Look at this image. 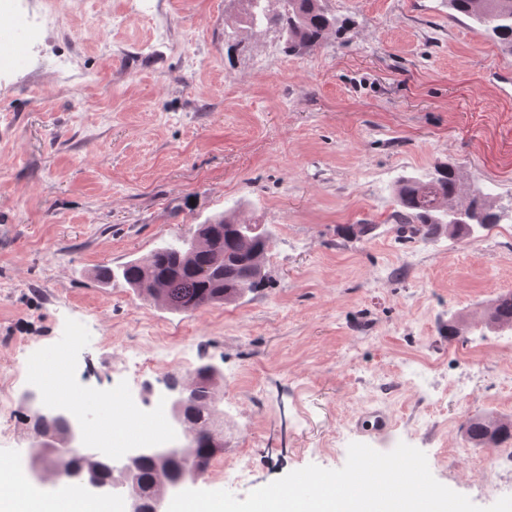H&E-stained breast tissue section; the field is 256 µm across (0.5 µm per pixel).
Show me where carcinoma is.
<instances>
[{"label": "carcinoma", "instance_id": "1", "mask_svg": "<svg viewBox=\"0 0 512 512\" xmlns=\"http://www.w3.org/2000/svg\"><path fill=\"white\" fill-rule=\"evenodd\" d=\"M239 5L231 20L224 23V43L237 51L244 40L269 30L278 34L284 52L300 54L322 44L336 31V16L323 0H234ZM448 9L471 19L478 30L495 37L512 53V0H448ZM399 209L393 213L398 236L430 240L440 235L466 238L502 220L503 212H493L480 189L463 196L459 175L451 165L436 169L426 182L401 181L397 192ZM271 243L266 230L227 216H218L198 225L195 233L178 246L156 249L150 258L130 262L118 271L104 270L108 278L119 275L132 288L176 312H194L216 303L236 300L267 282L265 256ZM490 329L512 330V294L499 297L490 313ZM217 376L209 366L196 369L192 385L196 403L186 418L192 423L194 448L190 458L178 452L145 455L138 467V479L146 497H151L165 481L189 476L209 466L224 444L210 436L212 386ZM34 438L65 437L69 424L53 416H29ZM466 440L475 445L495 446L511 439L507 424L484 416H474L464 427ZM64 473L97 468L112 477V463L75 452L68 457Z\"/></svg>", "mask_w": 512, "mask_h": 512}]
</instances>
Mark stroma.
<instances>
[{
	"label": "stroma",
	"instance_id": "obj_1",
	"mask_svg": "<svg viewBox=\"0 0 512 512\" xmlns=\"http://www.w3.org/2000/svg\"><path fill=\"white\" fill-rule=\"evenodd\" d=\"M325 4L346 26L300 55L271 31L226 53L230 0H82L20 32L32 64L0 71V379L63 355L86 429L110 399L180 446L172 368L129 373L180 351L221 377V461L250 462L202 489L242 499L404 442L487 507L492 450L463 424L512 420V330L481 323L512 292V53L445 0ZM439 163L490 193L502 232L398 240L401 180ZM224 211L270 231L265 287L180 313L99 279ZM372 411L385 431L358 428ZM26 415L16 398L0 469L27 467Z\"/></svg>",
	"mask_w": 512,
	"mask_h": 512
}]
</instances>
